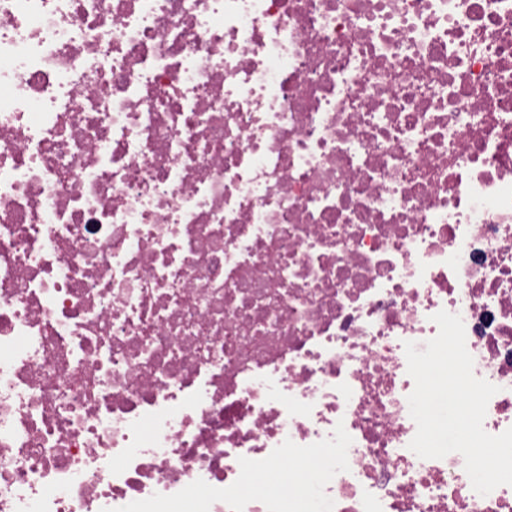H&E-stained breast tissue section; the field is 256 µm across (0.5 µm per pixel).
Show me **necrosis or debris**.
Returning a JSON list of instances; mask_svg holds the SVG:
<instances>
[{
	"instance_id": "necrosis-or-debris-1",
	"label": "necrosis or debris",
	"mask_w": 512,
	"mask_h": 512,
	"mask_svg": "<svg viewBox=\"0 0 512 512\" xmlns=\"http://www.w3.org/2000/svg\"><path fill=\"white\" fill-rule=\"evenodd\" d=\"M442 310L500 434L512 0H0V512H512L409 448Z\"/></svg>"
}]
</instances>
